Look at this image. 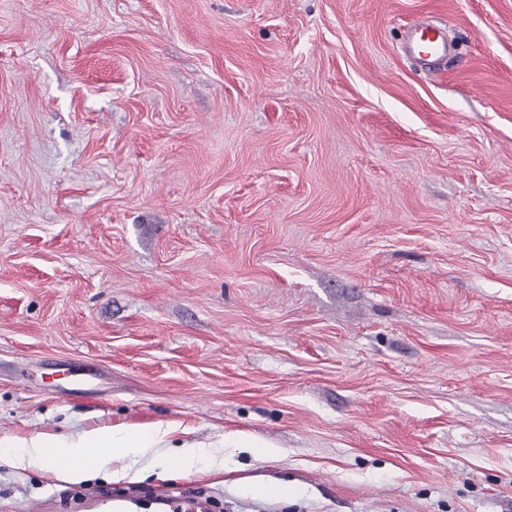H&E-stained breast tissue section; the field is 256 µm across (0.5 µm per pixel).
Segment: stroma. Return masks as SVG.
Segmentation results:
<instances>
[{
  "mask_svg": "<svg viewBox=\"0 0 512 512\" xmlns=\"http://www.w3.org/2000/svg\"><path fill=\"white\" fill-rule=\"evenodd\" d=\"M160 421L0 512H512V0H0V437ZM407 51L424 65L447 58L452 53V45L441 28L420 25L409 33Z\"/></svg>",
  "mask_w": 512,
  "mask_h": 512,
  "instance_id": "1",
  "label": "stroma"
}]
</instances>
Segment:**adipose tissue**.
<instances>
[{
    "mask_svg": "<svg viewBox=\"0 0 512 512\" xmlns=\"http://www.w3.org/2000/svg\"><path fill=\"white\" fill-rule=\"evenodd\" d=\"M178 426L159 422L143 428H94L78 435L44 433L26 441L0 440V460L19 468L44 467L56 458L67 459L64 475L70 480L83 479L89 469L113 464V481L129 479L124 458L153 453L161 468L160 478L173 476L175 471L187 472L211 467L218 456L214 444L202 441L181 444L175 455H168L169 440Z\"/></svg>",
    "mask_w": 512,
    "mask_h": 512,
    "instance_id": "obj_1",
    "label": "adipose tissue"
}]
</instances>
